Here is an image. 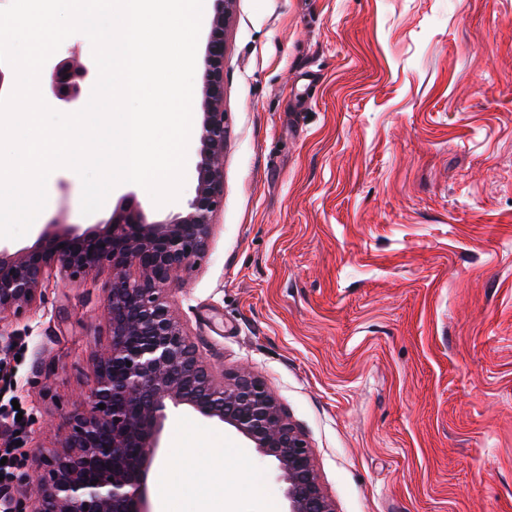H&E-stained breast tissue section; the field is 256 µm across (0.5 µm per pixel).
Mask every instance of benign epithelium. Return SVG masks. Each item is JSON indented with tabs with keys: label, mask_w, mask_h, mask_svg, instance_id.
<instances>
[{
	"label": "benign epithelium",
	"mask_w": 512,
	"mask_h": 512,
	"mask_svg": "<svg viewBox=\"0 0 512 512\" xmlns=\"http://www.w3.org/2000/svg\"><path fill=\"white\" fill-rule=\"evenodd\" d=\"M216 2L202 73L195 195L187 207L149 221L128 199L104 224L83 229L52 222L31 247L12 252L0 245V314L35 303L49 268L69 277L104 266L112 273L105 298L108 342L95 385L72 412L66 435L37 459V506L28 511L0 495L4 512H151L146 477L171 409L224 427L272 460L287 512H335L305 436L276 397L247 374L224 382L166 298L205 252L224 201V22L235 0ZM97 76L95 63L75 42L44 65L45 100L76 112Z\"/></svg>",
	"instance_id": "benign-epithelium-1"
}]
</instances>
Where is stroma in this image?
I'll use <instances>...</instances> for the list:
<instances>
[{
  "instance_id": "1",
  "label": "stroma",
  "mask_w": 512,
  "mask_h": 512,
  "mask_svg": "<svg viewBox=\"0 0 512 512\" xmlns=\"http://www.w3.org/2000/svg\"><path fill=\"white\" fill-rule=\"evenodd\" d=\"M224 205L170 294L203 360L261 380L301 427L336 512H512V0H235L224 27ZM54 171L39 224L90 227ZM108 268L49 270L0 315V420L19 473L66 429L106 343ZM179 448H233L238 483ZM162 457L194 493L152 512H285L272 461L172 413Z\"/></svg>"
}]
</instances>
